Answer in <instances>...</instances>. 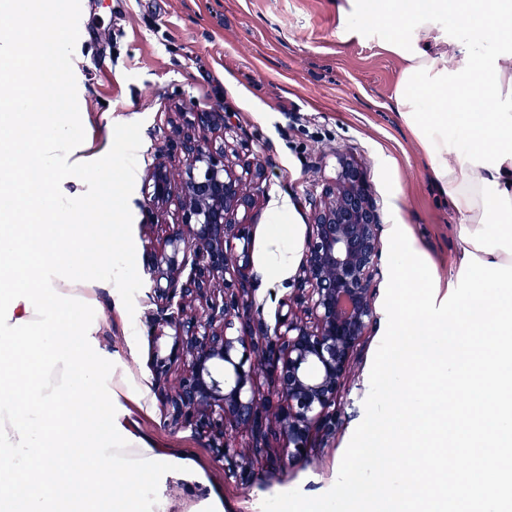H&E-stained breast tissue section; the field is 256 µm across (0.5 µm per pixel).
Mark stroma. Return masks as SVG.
I'll list each match as a JSON object with an SVG mask.
<instances>
[{
  "instance_id": "obj_1",
  "label": "stroma",
  "mask_w": 512,
  "mask_h": 512,
  "mask_svg": "<svg viewBox=\"0 0 512 512\" xmlns=\"http://www.w3.org/2000/svg\"><path fill=\"white\" fill-rule=\"evenodd\" d=\"M74 15H46L45 28L64 22V55L49 67L68 72L60 108L78 113L75 138L94 155L111 146L108 184L85 178L82 218L103 226L117 264H101L85 252L87 275L116 279V293H103L96 316L102 345L115 371H131L122 404L146 435L163 447L206 462L224 488L226 512H262L265 499L293 489L308 497L336 482L342 456L364 418L374 355L387 326L383 300L378 322L354 353L342 390L333 434L314 436L304 460L258 467L241 483L218 462L207 437L192 428L166 425L152 361L167 354L170 339L147 333L153 310L144 273L149 243L174 222L169 204L161 225L143 209L144 177L168 129L175 105L222 106L231 115L225 139L240 154L256 155L270 172L252 237V258L261 278L256 305L274 323L278 303L292 291L291 274L267 269V226L284 200L295 205L284 223L298 238L308 233L307 198L334 174L338 152L366 161L381 209L382 241L391 227L408 225L418 249L437 273L449 277L463 244L466 222L434 185L411 131L395 112L392 95L400 61L377 35L350 37L336 15V0H78Z\"/></svg>"
}]
</instances>
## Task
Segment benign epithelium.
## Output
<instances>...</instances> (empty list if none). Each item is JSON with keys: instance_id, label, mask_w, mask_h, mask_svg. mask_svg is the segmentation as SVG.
<instances>
[{"instance_id": "1", "label": "benign epithelium", "mask_w": 512, "mask_h": 512, "mask_svg": "<svg viewBox=\"0 0 512 512\" xmlns=\"http://www.w3.org/2000/svg\"><path fill=\"white\" fill-rule=\"evenodd\" d=\"M160 157L145 176L149 215L171 198L177 222L146 248L156 310L149 335L172 338L155 361V381L173 430L209 437L219 461L243 483L255 475L231 431L243 430L262 454L276 441L300 461L313 435L336 429V403L356 346L377 324L381 215L365 162L336 153L335 175L308 199L309 234L294 283L274 324L256 314L259 277L251 246L255 208L268 188L258 159L229 154L224 113L185 107L168 120ZM182 162L173 174L168 160ZM186 369L166 388L172 368ZM269 377L262 393L257 376Z\"/></svg>"}]
</instances>
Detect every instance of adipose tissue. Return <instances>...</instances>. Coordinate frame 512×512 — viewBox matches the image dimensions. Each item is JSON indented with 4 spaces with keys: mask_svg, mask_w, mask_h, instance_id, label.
I'll list each match as a JSON object with an SVG mask.
<instances>
[{
    "mask_svg": "<svg viewBox=\"0 0 512 512\" xmlns=\"http://www.w3.org/2000/svg\"><path fill=\"white\" fill-rule=\"evenodd\" d=\"M340 23L355 37L381 36L402 63L392 100L417 140L440 194L467 222L463 246L481 260L512 265V0H336ZM461 29L448 36V19ZM0 37V512H50L56 496L83 484L90 470L112 473L120 501L128 489L151 496L155 512L175 500L187 512H224V489L199 458L160 447L120 403L125 376H103L110 355L99 327L76 316L74 304L97 297L105 280L86 277L79 258L93 246L113 260L97 225L74 224L90 171L59 118L50 81L24 79L42 58L44 40ZM302 243L292 225L276 224L268 266L293 268ZM77 341L62 342L64 331ZM97 411L82 413L85 399ZM106 422L101 444L83 445V429Z\"/></svg>",
    "mask_w": 512,
    "mask_h": 512,
    "instance_id": "adipose-tissue-1",
    "label": "adipose tissue"
}]
</instances>
